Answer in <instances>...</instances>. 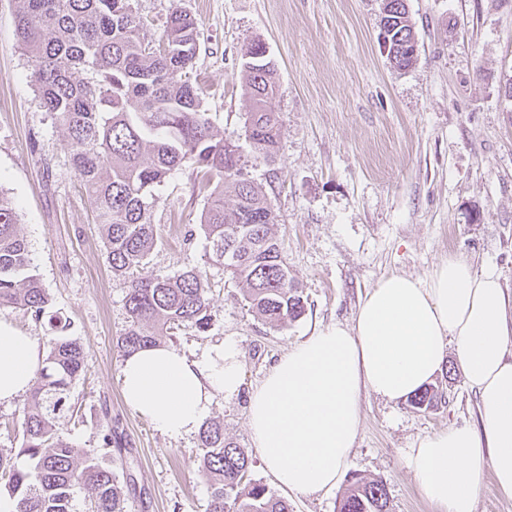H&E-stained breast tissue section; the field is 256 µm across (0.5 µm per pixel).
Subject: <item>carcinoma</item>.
I'll return each mask as SVG.
<instances>
[{"label": "carcinoma", "mask_w": 512, "mask_h": 512, "mask_svg": "<svg viewBox=\"0 0 512 512\" xmlns=\"http://www.w3.org/2000/svg\"><path fill=\"white\" fill-rule=\"evenodd\" d=\"M381 20L391 64L410 67L417 43L411 41L406 0H383ZM16 29L42 108L73 147L72 165L102 227L112 272L123 275L141 266L154 249L155 188L191 162L203 180H217L200 222L209 259L231 272L264 323L277 327L305 315L306 301L283 255L265 192L247 178L240 151L226 149L229 139L214 131L203 109L201 88L191 76L199 40L195 17L174 5L155 48L132 0H16ZM241 69L251 101L247 138L272 159L283 133L270 107L275 65L253 42ZM226 186L234 193L230 208ZM18 223L15 206L0 192V310L29 314L46 331L48 353L15 423L20 446L0 449L4 488L16 512H75L78 488L87 493L89 512H127L112 468L57 428L75 410L70 394L84 370L86 349L64 335L69 323L48 314L49 294L32 271ZM209 307L196 266L174 277L134 278L125 296L130 324L120 347L130 354L182 326L203 330ZM444 399L439 388L428 386L410 402L428 410ZM198 447L212 489L209 512H291L286 499L245 482L249 455L225 436L223 423L204 422ZM339 512H391L386 484L350 475Z\"/></svg>", "instance_id": "obj_1"}]
</instances>
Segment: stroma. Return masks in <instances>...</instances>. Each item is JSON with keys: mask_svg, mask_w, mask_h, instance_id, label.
<instances>
[{"mask_svg": "<svg viewBox=\"0 0 512 512\" xmlns=\"http://www.w3.org/2000/svg\"><path fill=\"white\" fill-rule=\"evenodd\" d=\"M176 3L199 21L192 75L207 116L240 145L249 177L264 187L307 311L280 327L265 324L240 284L208 260L200 219L211 190L187 162L155 191L157 243L140 273L175 276L198 266L209 320L205 331L177 330L167 344L191 355L234 340L250 388L297 342L350 322L366 292L391 274L423 278L457 255L496 266L512 296V0H406L418 51L405 70L378 43L381 0H132L149 38H160ZM257 40L276 65L272 107L284 126L272 163L245 137L251 103L242 55ZM71 154L34 91L14 0H0V191L16 206L51 312L68 318L70 336L87 351L72 388L79 411L61 426L116 473L128 512H207L197 437H166L123 399L117 341L129 325L126 287L112 272ZM434 382L445 401L428 411L374 396L363 402L346 470L386 483L392 512H438L407 470L405 449L448 425L479 422L459 370ZM246 404L219 395L210 416L251 451ZM105 429L122 451L102 449ZM248 477L285 495L293 512H337L343 494L283 493L256 456Z\"/></svg>", "mask_w": 512, "mask_h": 512, "instance_id": "35a3bbf8", "label": "stroma"}]
</instances>
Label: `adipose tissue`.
<instances>
[{"mask_svg": "<svg viewBox=\"0 0 512 512\" xmlns=\"http://www.w3.org/2000/svg\"><path fill=\"white\" fill-rule=\"evenodd\" d=\"M500 273L451 256L424 278L391 275L336 322L288 350L251 390L227 339L190 357L158 344L126 355L125 403L167 437L194 434L216 395L246 394L252 445L275 483L313 494L337 487L366 396L409 399L455 358L477 398L480 427L456 424L419 439L405 464L439 512H475L485 476L512 499V329ZM44 353L0 318V404L29 391Z\"/></svg>", "mask_w": 512, "mask_h": 512, "instance_id": "adipose-tissue-1", "label": "adipose tissue"}]
</instances>
